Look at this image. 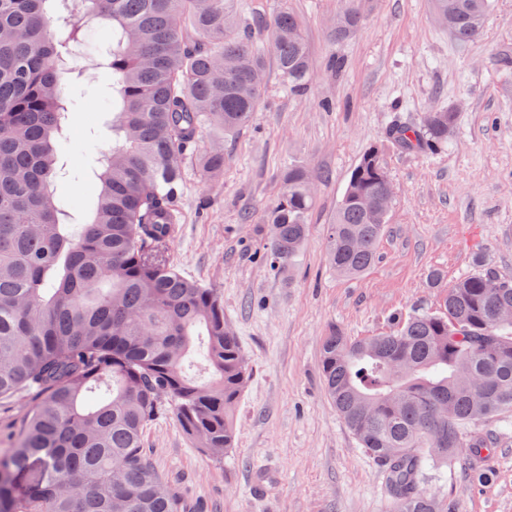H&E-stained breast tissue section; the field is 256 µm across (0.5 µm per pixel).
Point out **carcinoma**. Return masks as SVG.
Masks as SVG:
<instances>
[{
    "label": "carcinoma",
    "instance_id": "obj_1",
    "mask_svg": "<svg viewBox=\"0 0 512 512\" xmlns=\"http://www.w3.org/2000/svg\"><path fill=\"white\" fill-rule=\"evenodd\" d=\"M344 39L373 0H343ZM460 43L495 0H431ZM88 19L112 26L96 40ZM288 87L313 62L296 15L238 22L237 0H0V398L26 393L17 444L0 455V512H183L149 463L143 434L171 405L194 446L216 461L233 447V412L249 376L215 291L182 273L168 249L181 223L182 164L202 131L233 134L263 94L267 54ZM111 83L103 86L96 75ZM96 99L112 114V148L90 170L69 161L73 116ZM454 113L395 124L405 151L448 141ZM204 179L224 149L200 157ZM99 179L92 210L62 185ZM393 192L383 154L350 173L331 225L328 261L355 276L376 257ZM313 183L301 165L262 217L270 267L291 269L307 235ZM321 369L336 412L385 462L392 512H448L420 494L428 462L494 442L468 434L512 412V275L485 265L448 286L443 309L386 333L323 337Z\"/></svg>",
    "mask_w": 512,
    "mask_h": 512
}]
</instances>
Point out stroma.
Here are the masks:
<instances>
[{
    "instance_id": "obj_1",
    "label": "stroma",
    "mask_w": 512,
    "mask_h": 512,
    "mask_svg": "<svg viewBox=\"0 0 512 512\" xmlns=\"http://www.w3.org/2000/svg\"><path fill=\"white\" fill-rule=\"evenodd\" d=\"M243 18L281 10L303 24L313 58L305 91H289L275 64L248 126L205 128L200 150L224 144V172L183 164V223L169 249L187 276L216 289L248 358L250 379L223 462L207 459L172 411L145 430L147 458L186 512H388L385 464L360 448L338 417L321 375L330 329L363 338L395 317L439 311L449 285L486 267L512 274V0H496L477 38L455 40L430 0H375L345 40L332 34L341 0H240ZM341 59L342 69L330 62ZM456 115L446 145L407 154L386 132ZM379 147L395 187L375 262L355 276L330 267L331 220L350 172ZM315 172V202L291 273L270 268L264 209L289 166ZM475 430L497 446L481 462L460 451L428 495L448 512H512V429L485 419Z\"/></svg>"
}]
</instances>
